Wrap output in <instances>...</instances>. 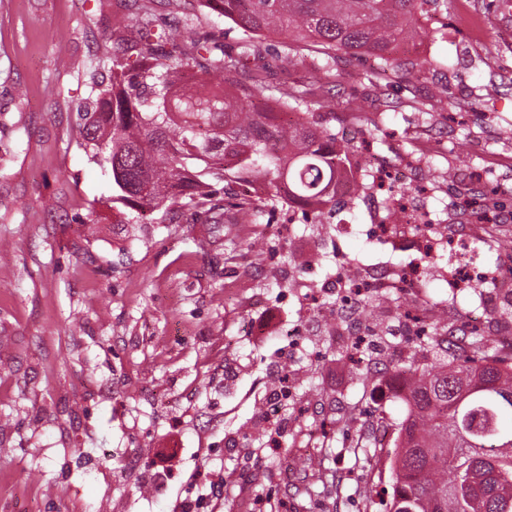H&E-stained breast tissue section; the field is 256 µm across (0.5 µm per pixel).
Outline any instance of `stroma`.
Wrapping results in <instances>:
<instances>
[{
  "mask_svg": "<svg viewBox=\"0 0 512 512\" xmlns=\"http://www.w3.org/2000/svg\"><path fill=\"white\" fill-rule=\"evenodd\" d=\"M482 15L471 39L462 2ZM449 37L404 45L394 68L339 59L322 94L321 121L338 128L347 112L378 124L372 150L389 161L416 142L447 141L424 158L447 169L457 157L483 164L512 156V53L498 35L512 17L497 0H444ZM75 59L113 39L136 36L127 0H0V512H241L240 486L258 512H385L379 461L348 452L355 432H329L324 460L340 491H305V446L316 423L340 415L395 427L406 407L391 390L395 361L383 337L371 345L383 368L369 382L352 374L333 330L332 291L347 268L404 265L412 255L367 239L361 226L383 221L359 188L341 218L313 227L288 214L212 232L201 224H144L110 205L112 174L94 163L76 135L88 94L81 70L56 67L59 37ZM271 84L313 79L310 63L288 65L279 37L266 41ZM439 61L415 76L414 62ZM448 86L447 102L430 96ZM94 223H87V216ZM266 236L263 257L229 252L228 235ZM421 289L425 307L452 324L474 295L449 294L438 270ZM318 291L316 310L308 294ZM272 323V337L246 336V324ZM305 328L297 352L289 328ZM294 395L263 411L283 376ZM278 445L265 447L266 437ZM161 448L179 451L165 490L148 478Z\"/></svg>",
  "mask_w": 512,
  "mask_h": 512,
  "instance_id": "1",
  "label": "stroma"
}]
</instances>
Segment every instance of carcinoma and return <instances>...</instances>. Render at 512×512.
Segmentation results:
<instances>
[{"mask_svg": "<svg viewBox=\"0 0 512 512\" xmlns=\"http://www.w3.org/2000/svg\"><path fill=\"white\" fill-rule=\"evenodd\" d=\"M243 32L236 52L203 32L196 15L169 0L157 16L149 0H130L137 36L117 40L81 62L89 108L77 124L91 158L112 172V207L218 229L257 224L287 205L319 217L336 212L352 181V141L322 124L311 89L272 87L263 40L282 35V53L296 64L318 54L315 72L329 80L339 54L375 56L430 37L429 12L439 0H199ZM251 58L250 82L185 85L198 70L222 77ZM297 115L290 123L288 112ZM261 182L254 198L226 187ZM429 324L421 348L436 362L409 364L394 455L390 512H512L498 491L512 489V363L495 341L474 330L443 342Z\"/></svg>", "mask_w": 512, "mask_h": 512, "instance_id": "obj_1", "label": "carcinoma"}]
</instances>
